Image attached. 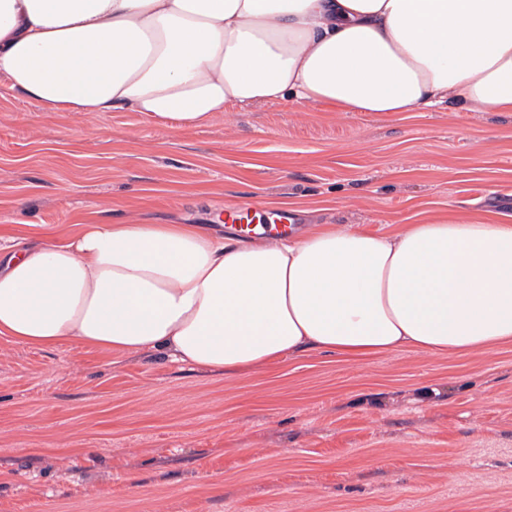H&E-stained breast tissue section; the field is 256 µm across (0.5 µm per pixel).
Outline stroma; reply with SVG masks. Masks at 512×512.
<instances>
[{"label":"stroma","mask_w":512,"mask_h":512,"mask_svg":"<svg viewBox=\"0 0 512 512\" xmlns=\"http://www.w3.org/2000/svg\"><path fill=\"white\" fill-rule=\"evenodd\" d=\"M371 229L512 223V113L287 103L172 131L0 92V233L228 208ZM0 512H512V344L222 377L0 335Z\"/></svg>","instance_id":"1"}]
</instances>
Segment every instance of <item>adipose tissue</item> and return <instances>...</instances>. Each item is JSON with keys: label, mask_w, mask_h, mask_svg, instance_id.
Masks as SVG:
<instances>
[{"label": "adipose tissue", "mask_w": 512, "mask_h": 512, "mask_svg": "<svg viewBox=\"0 0 512 512\" xmlns=\"http://www.w3.org/2000/svg\"><path fill=\"white\" fill-rule=\"evenodd\" d=\"M0 76L43 112L124 109L171 129L288 102L512 112V0H0ZM0 335L227 377L308 351L485 354L512 342V224L0 236Z\"/></svg>", "instance_id": "adipose-tissue-1"}]
</instances>
